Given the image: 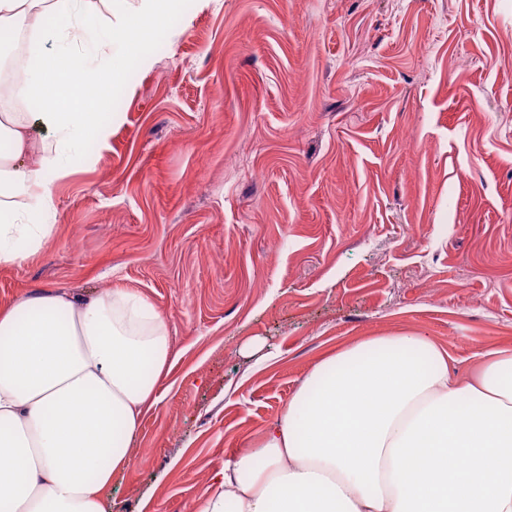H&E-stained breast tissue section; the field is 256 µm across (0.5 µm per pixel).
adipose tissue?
<instances>
[{
  "label": "adipose tissue",
  "instance_id": "obj_1",
  "mask_svg": "<svg viewBox=\"0 0 512 512\" xmlns=\"http://www.w3.org/2000/svg\"><path fill=\"white\" fill-rule=\"evenodd\" d=\"M110 0H0V27L30 36L33 117L0 109V267L38 249L62 156L39 154L36 120L74 148L103 142L124 62ZM123 23L137 52L176 0ZM0 512H108L144 412L174 358L140 293H31L0 308ZM431 337L344 345L313 367L279 419L225 461L197 512H512V348L487 346L466 376Z\"/></svg>",
  "mask_w": 512,
  "mask_h": 512
}]
</instances>
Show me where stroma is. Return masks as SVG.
Listing matches in <instances>:
<instances>
[{
    "instance_id": "35a3bbf8",
    "label": "stroma",
    "mask_w": 512,
    "mask_h": 512,
    "mask_svg": "<svg viewBox=\"0 0 512 512\" xmlns=\"http://www.w3.org/2000/svg\"><path fill=\"white\" fill-rule=\"evenodd\" d=\"M111 112L0 269V307L124 288L167 325L111 512H195L337 344L512 345V0H178Z\"/></svg>"
}]
</instances>
